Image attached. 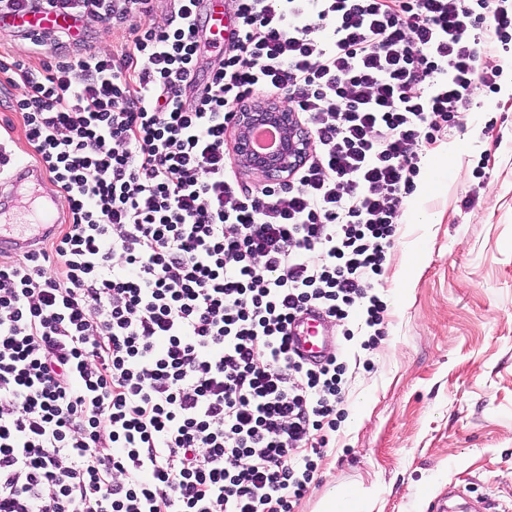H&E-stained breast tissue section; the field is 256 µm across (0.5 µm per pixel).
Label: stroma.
Instances as JSON below:
<instances>
[{
  "instance_id": "35a3bbf8",
  "label": "stroma",
  "mask_w": 512,
  "mask_h": 512,
  "mask_svg": "<svg viewBox=\"0 0 512 512\" xmlns=\"http://www.w3.org/2000/svg\"><path fill=\"white\" fill-rule=\"evenodd\" d=\"M500 91L426 147L390 250L386 337L356 350L346 415L294 512L331 488L362 512H512V52Z\"/></svg>"
}]
</instances>
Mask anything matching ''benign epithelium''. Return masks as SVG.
Masks as SVG:
<instances>
[{"label":"benign epithelium","instance_id":"1","mask_svg":"<svg viewBox=\"0 0 512 512\" xmlns=\"http://www.w3.org/2000/svg\"><path fill=\"white\" fill-rule=\"evenodd\" d=\"M242 135L236 142V152L242 159L253 161L268 180L281 179L299 162L306 149V133L294 114L280 107H263L256 112H242L238 117ZM259 124L275 125L283 130L280 149L268 156H260L252 151L249 131Z\"/></svg>","mask_w":512,"mask_h":512}]
</instances>
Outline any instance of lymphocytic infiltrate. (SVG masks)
Listing matches in <instances>:
<instances>
[{
    "label": "lymphocytic infiltrate",
    "mask_w": 512,
    "mask_h": 512,
    "mask_svg": "<svg viewBox=\"0 0 512 512\" xmlns=\"http://www.w3.org/2000/svg\"><path fill=\"white\" fill-rule=\"evenodd\" d=\"M200 2L0 0L68 22L30 33L40 66L0 59L68 207L0 261V512H293L348 366H305L287 327L317 307L380 344L420 152L512 50V0H232L202 74ZM93 23L129 38L89 47ZM281 95L309 149L252 188L224 143Z\"/></svg>",
    "instance_id": "f902f5d3"
}]
</instances>
